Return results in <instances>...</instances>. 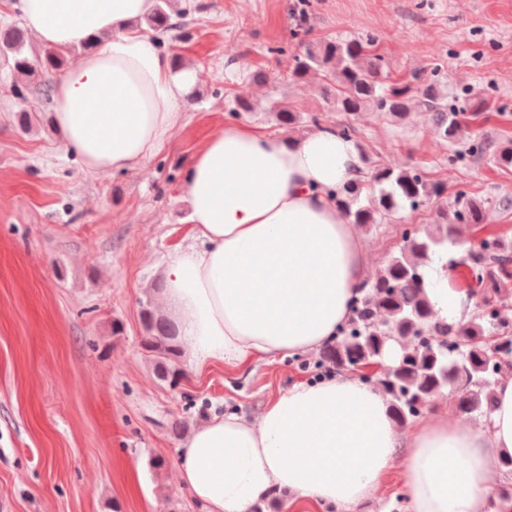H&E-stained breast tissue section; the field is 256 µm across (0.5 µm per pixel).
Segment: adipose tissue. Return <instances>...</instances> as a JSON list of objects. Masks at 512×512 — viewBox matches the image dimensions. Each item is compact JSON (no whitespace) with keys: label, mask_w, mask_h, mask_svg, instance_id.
Masks as SVG:
<instances>
[{"label":"adipose tissue","mask_w":512,"mask_h":512,"mask_svg":"<svg viewBox=\"0 0 512 512\" xmlns=\"http://www.w3.org/2000/svg\"><path fill=\"white\" fill-rule=\"evenodd\" d=\"M157 0H18L38 43L96 38L54 85L52 124L91 173L136 167L183 116L197 70L174 68L137 29ZM357 143L332 126L298 138L238 124L214 132L184 177L191 234L168 257L159 301L189 362L202 369L301 356L332 343L367 280V256L336 190L361 176ZM429 297L448 321L465 292L434 272ZM464 429L436 411L399 431L383 396L358 377L293 385L254 418L216 414L178 446L179 480L205 512H251L272 490L356 512L375 497L396 449L411 512H493L498 465L512 455V377Z\"/></svg>","instance_id":"1"}]
</instances>
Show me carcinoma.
I'll use <instances>...</instances> for the list:
<instances>
[{
    "mask_svg": "<svg viewBox=\"0 0 512 512\" xmlns=\"http://www.w3.org/2000/svg\"><path fill=\"white\" fill-rule=\"evenodd\" d=\"M168 4L169 0H160L146 18L160 46L168 33L187 29L192 11L190 6L180 9L176 23ZM0 55L14 73L13 94L20 100L34 92L50 98L52 76L68 65V51L47 46L38 64H33L23 31L15 24L0 28ZM320 72L335 80L336 110L348 118L371 107L404 121L415 104L433 114L437 135L450 148L449 163L482 156L490 149L471 128L473 118L484 111L482 101L469 104L468 116L433 80L416 88L387 82V62L370 36L325 41L293 57L292 79ZM271 111L284 125L301 122L299 113L282 102H274ZM370 181L378 187V195L365 205L360 203L363 186L358 181L336 194L337 206L352 223H397L404 210L415 211L428 203L442 204L443 223L437 225V236L420 226L402 231L400 254L365 282L346 326L334 344L318 353L317 365L330 371L359 372L383 364L389 349L396 346L402 358L379 374L374 386L399 425L421 417L435 396L446 393L454 395L459 412L485 417L499 378L512 370V321L498 307L500 296L512 289V241L488 235L470 251L467 265L480 286L481 302L468 320L450 324L439 316L427 294L431 254L448 241L453 225L484 223L485 208L463 190L444 202L445 185L431 181L417 167L377 168ZM140 322L142 348L156 362L158 376L176 377L182 354L176 327L156 313L149 295L140 302ZM497 512H512V481L497 492Z\"/></svg>",
    "mask_w": 512,
    "mask_h": 512,
    "instance_id": "carcinoma-1",
    "label": "carcinoma"
}]
</instances>
